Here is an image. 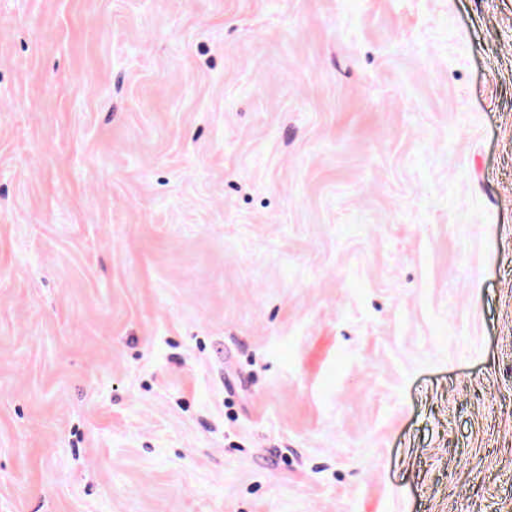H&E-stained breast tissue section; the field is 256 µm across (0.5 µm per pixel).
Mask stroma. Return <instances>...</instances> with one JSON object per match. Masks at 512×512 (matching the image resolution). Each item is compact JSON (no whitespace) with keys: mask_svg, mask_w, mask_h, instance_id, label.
<instances>
[{"mask_svg":"<svg viewBox=\"0 0 512 512\" xmlns=\"http://www.w3.org/2000/svg\"><path fill=\"white\" fill-rule=\"evenodd\" d=\"M0 512H512V0H0Z\"/></svg>","mask_w":512,"mask_h":512,"instance_id":"stroma-1","label":"stroma"}]
</instances>
